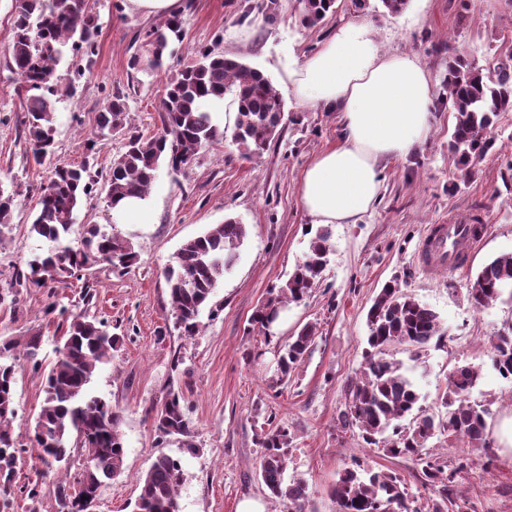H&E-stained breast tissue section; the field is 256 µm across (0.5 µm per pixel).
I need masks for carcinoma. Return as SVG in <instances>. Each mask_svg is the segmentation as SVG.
I'll use <instances>...</instances> for the list:
<instances>
[{
  "label": "carcinoma",
  "mask_w": 512,
  "mask_h": 512,
  "mask_svg": "<svg viewBox=\"0 0 512 512\" xmlns=\"http://www.w3.org/2000/svg\"><path fill=\"white\" fill-rule=\"evenodd\" d=\"M337 2L303 0L304 24L315 26L335 14ZM180 29L181 19L174 17L144 32V41L151 47L146 68L162 66L170 36ZM70 51L87 60L96 55L97 25L90 0H14L13 37L6 67L24 93L26 139L40 163L53 152V97L67 91L58 68ZM445 82L448 109L454 117L448 150L462 179L467 180L493 151L500 115L512 112V54L486 69L476 68L464 56L456 55L448 60ZM227 95L237 105L233 142L240 156L249 159L262 155L282 127L284 102L261 69L237 56L205 48L178 70L165 88L160 135L145 137L127 130V98L111 96L99 112L97 133L84 141V148L90 153L105 137L124 131V151L103 177L91 172L85 163L54 165L46 185L40 187L39 209L30 224V233L53 243V247L45 257L32 261L29 271L16 272L13 287H45L65 278L78 280L97 261L116 270L131 268L137 260L132 245L102 231L97 224L85 225L79 246L63 244L75 224L82 199L100 182L112 206L125 197L147 198L161 169L178 173L201 149L223 139V131L204 104L211 97L222 99ZM246 237V225L229 219L186 240L174 253L164 277L175 324L183 335L198 333L200 315L221 279L235 266ZM329 239L327 229L316 232L285 284L256 308L251 325L267 328L272 314L280 313L290 303L301 302L317 287L327 266ZM506 293L512 297V253L484 263L469 287L471 304L477 309ZM54 314L63 333L47 374L32 442L40 464L56 475L68 470L75 453L84 457L80 475L69 484L57 482L55 495L58 512H93L102 488L123 473L121 413L90 388L93 373L108 359L118 337L104 322L69 314L51 303L45 315ZM367 327L363 362L348 388L343 426L359 428L367 444H383L382 451L389 457L416 461L424 476L423 485L433 496L424 509H413L394 473L346 468L331 490L337 512H448V505L453 503L448 498V487L467 468V460L458 459L456 466L446 471L432 455L430 442L454 437L476 448L486 447L489 410L470 401L480 370L461 365L451 373L442 398L446 408V420L442 421L417 408L420 394L408 368L401 361L387 358L392 348L402 346L411 353V361H418L430 342L444 335L439 315L389 282L368 310ZM315 330V326L306 325L288 342L279 359V380L288 381L300 366ZM41 346L38 333L0 342V512L11 507L16 492L13 474L24 464L12 426L16 374L25 364L35 372L42 369L38 359ZM492 363L501 377L512 380V325L492 343ZM183 400L181 394L169 392L154 410V427L159 437H176L193 452L196 445ZM406 418L409 423L404 425ZM291 442L286 426L270 424L261 429L256 438L262 448L259 475L273 497L288 503L290 512H306V484L299 478L285 479ZM181 481L180 461L167 454L157 456L140 480L133 512H179Z\"/></svg>",
  "instance_id": "cac0c4a2"
}]
</instances>
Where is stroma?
<instances>
[{
  "mask_svg": "<svg viewBox=\"0 0 512 512\" xmlns=\"http://www.w3.org/2000/svg\"><path fill=\"white\" fill-rule=\"evenodd\" d=\"M125 2L94 0L93 62L68 57L61 64L70 91L55 104V159L108 170L124 149L123 134L109 136L91 153L83 147L107 96L125 94L131 129L154 135L167 80L206 47L238 56L270 77L284 101L283 127L268 151L245 159L232 142L235 118L227 116L220 143L201 150L184 172L160 171L148 197L150 223L114 220L104 186L84 198L78 224L100 225L131 242L138 261L122 274L95 263L81 280L27 288L16 304L0 306V340L35 332L43 337L42 372L24 367L16 375L13 428L21 443L29 441L45 371L56 358L59 332L44 309L57 301L73 314L90 311L121 338L91 382L96 394L121 410L125 442L124 471L105 486L96 512H132L141 475L162 453L181 460L179 512H238L247 499L264 512H288L259 476L255 440L270 421L286 425L293 436L286 475L306 482V512H336L331 488L344 468L357 463L397 474L409 498L424 504L429 492L415 461L385 456L365 444L358 429L340 424L362 361L367 311L394 280L433 309L445 331L412 373L422 409L443 414L440 398L456 366L470 364L481 372L471 399L489 410L488 447L456 440L434 450L450 464L468 460L452 498L466 501L468 512H512V380L500 377L491 362L492 341L512 324V298L478 310L468 295L485 262L512 252V112L497 124L494 153L469 180H460L448 153L454 117L443 88L449 53L464 54L479 68L512 53V0H408L397 14L378 9L377 0L362 6L340 0L336 15L314 27L302 21L301 0H191L181 17V38L171 40L163 68L151 73L134 70L131 61L145 54L137 32L155 20L125 10ZM13 5L0 0V190L14 197L10 231L0 241L2 294L15 272L49 247L29 232L49 165L36 161L28 148L23 98L8 80ZM357 20L372 24L384 52L415 55L426 68L434 86L432 131L413 155L382 164L380 200L370 212L354 224L329 225L330 261L319 286L287 305L263 332L250 318L302 260L314 228L300 201L302 171L339 132L334 111L297 105L285 71L317 51L336 25ZM230 218L247 227L236 265L203 310L200 334L182 336L164 270L184 241ZM456 219L482 227L466 269L428 272L418 261L422 240L432 225ZM88 290L89 302L83 299ZM308 323L317 328L315 340L288 383H278L279 352ZM172 389L185 398L196 453L184 451L177 440H160L153 427V410ZM13 485L40 490L35 502L16 496L13 512H58L55 486L37 459L18 468Z\"/></svg>",
  "mask_w": 512,
  "mask_h": 512,
  "instance_id": "stroma-1",
  "label": "stroma"
}]
</instances>
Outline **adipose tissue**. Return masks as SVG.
Here are the masks:
<instances>
[{
    "instance_id": "adipose-tissue-1",
    "label": "adipose tissue",
    "mask_w": 512,
    "mask_h": 512,
    "mask_svg": "<svg viewBox=\"0 0 512 512\" xmlns=\"http://www.w3.org/2000/svg\"><path fill=\"white\" fill-rule=\"evenodd\" d=\"M287 80L300 106L335 111L340 131L306 166L301 202L314 223H357L378 201L382 163L412 155L429 136L431 78L415 56L384 53L360 20L338 26Z\"/></svg>"
}]
</instances>
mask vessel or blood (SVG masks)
<instances>
[{"label": "vessel or blood", "instance_id": "1", "mask_svg": "<svg viewBox=\"0 0 512 512\" xmlns=\"http://www.w3.org/2000/svg\"><path fill=\"white\" fill-rule=\"evenodd\" d=\"M477 237L470 224H435L421 251V262L428 271L462 269L467 265L469 246Z\"/></svg>", "mask_w": 512, "mask_h": 512}]
</instances>
